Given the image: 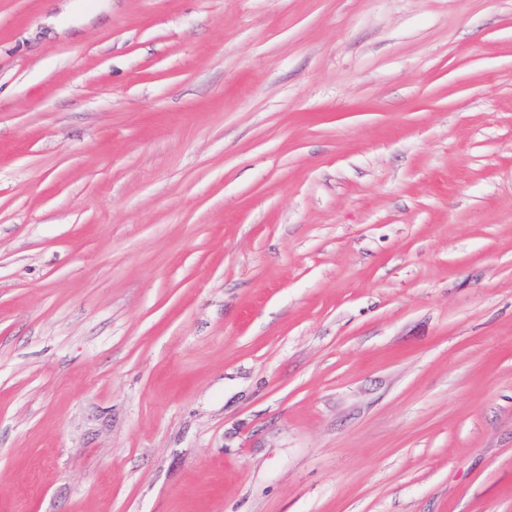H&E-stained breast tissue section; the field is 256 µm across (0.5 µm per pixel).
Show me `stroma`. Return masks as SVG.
Here are the masks:
<instances>
[{
	"instance_id": "35a3bbf8",
	"label": "stroma",
	"mask_w": 512,
	"mask_h": 512,
	"mask_svg": "<svg viewBox=\"0 0 512 512\" xmlns=\"http://www.w3.org/2000/svg\"><path fill=\"white\" fill-rule=\"evenodd\" d=\"M0 512H512V0H0Z\"/></svg>"
}]
</instances>
